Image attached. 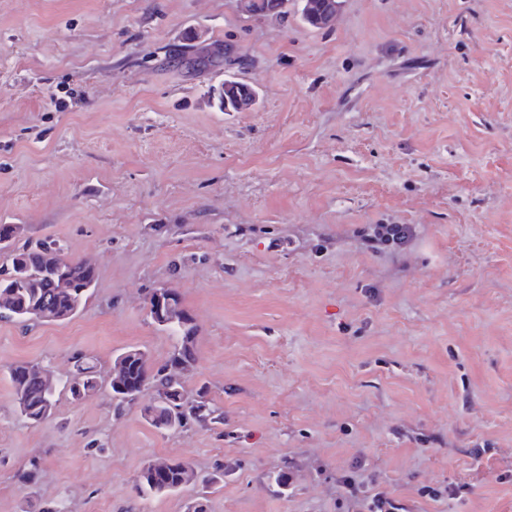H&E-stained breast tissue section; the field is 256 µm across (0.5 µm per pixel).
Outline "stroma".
I'll return each mask as SVG.
<instances>
[{"label":"stroma","mask_w":512,"mask_h":512,"mask_svg":"<svg viewBox=\"0 0 512 512\" xmlns=\"http://www.w3.org/2000/svg\"><path fill=\"white\" fill-rule=\"evenodd\" d=\"M215 42L255 109L220 111L226 69L188 67ZM0 224L97 275L71 320H0V512H345L350 470L418 512H512V0H342L320 30L237 0H0ZM373 224L416 237L376 252ZM159 288L222 431L157 430L104 389L20 416L10 365L165 361ZM153 457L236 468L143 498ZM175 294L169 289L158 290L155 298V308L152 298L150 299L149 316L154 323H156L154 314L161 322H165L168 317H171L176 306L174 304ZM155 310V312H154Z\"/></svg>","instance_id":"1"}]
</instances>
